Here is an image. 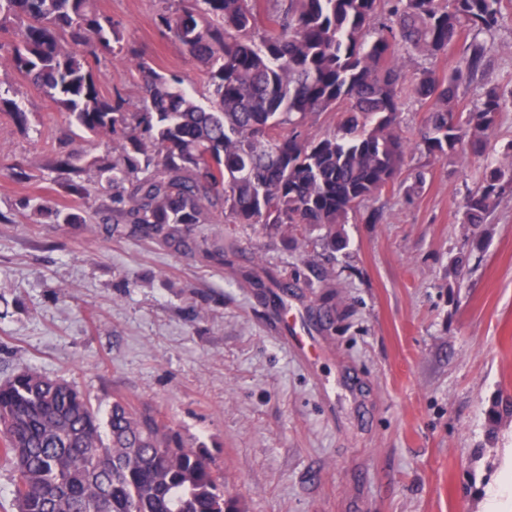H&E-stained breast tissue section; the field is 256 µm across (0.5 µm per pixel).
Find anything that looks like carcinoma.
Instances as JSON below:
<instances>
[{"label": "carcinoma", "instance_id": "cac0c4a2", "mask_svg": "<svg viewBox=\"0 0 512 512\" xmlns=\"http://www.w3.org/2000/svg\"><path fill=\"white\" fill-rule=\"evenodd\" d=\"M156 24L199 61L206 103L184 78L158 69L96 0H0V52L42 90L68 127L106 140L97 155L60 152L51 191L19 207L67 231L87 202L106 239L138 238L224 264V236L202 225L225 219L270 230L308 262L306 237L321 232L342 251L349 219L378 224L369 203L394 187L417 150L446 161L486 155L512 87L480 88L457 110L460 91L484 73L512 0H154ZM451 45L462 68L425 70L404 86L401 54L436 58ZM130 63L148 88L131 108L107 97L92 61ZM429 106L416 141L400 128L404 97ZM24 127L26 112L0 96ZM333 124L311 136L305 123ZM512 188V141L463 200L464 223L484 224ZM512 417V396L487 410ZM0 455L15 472L16 512H241L224 492V470L161 413L123 396L106 413L63 377L22 367L0 381Z\"/></svg>", "mask_w": 512, "mask_h": 512}]
</instances>
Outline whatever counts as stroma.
I'll return each mask as SVG.
<instances>
[{
    "label": "stroma",
    "mask_w": 512,
    "mask_h": 512,
    "mask_svg": "<svg viewBox=\"0 0 512 512\" xmlns=\"http://www.w3.org/2000/svg\"><path fill=\"white\" fill-rule=\"evenodd\" d=\"M97 6L156 68L205 94L201 65L156 26L153 0ZM99 76L141 105L129 64L103 61ZM0 89L29 120L22 129L0 112V380L23 365L76 382L103 409L121 393L160 410L206 445L242 512H512V418H486L498 391L512 392V192L464 279L448 276L485 159L409 155L423 184L410 176L384 193L381 223L344 225L336 255L315 238L302 264L279 234L228 224L217 265L19 211V197L49 187L57 146H105L69 131L4 52ZM273 279L288 281L298 325L322 342L314 363L276 336L262 289ZM330 293L336 323L317 324Z\"/></svg>",
    "instance_id": "1"
}]
</instances>
